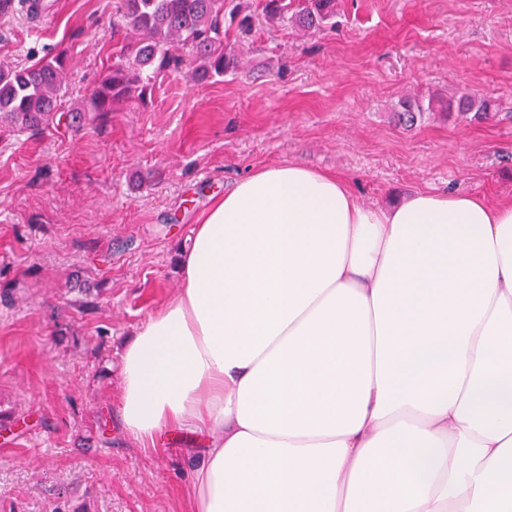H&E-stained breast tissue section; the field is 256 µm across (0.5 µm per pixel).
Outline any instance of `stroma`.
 <instances>
[{
  "mask_svg": "<svg viewBox=\"0 0 512 512\" xmlns=\"http://www.w3.org/2000/svg\"><path fill=\"white\" fill-rule=\"evenodd\" d=\"M118 0L0 12V62L63 54V107L119 61ZM336 25L257 26L236 74L161 75L81 128L0 121V512H187L189 440L149 452L113 405L124 341L180 285L193 224L235 181L299 162L363 205L417 192L512 199V0H336ZM466 92L497 117L399 100ZM432 100L429 102L427 108L424 107L423 102L419 98H405L400 104V109L397 112V117L400 123L405 126H413L417 120L418 116L423 112H431L432 109Z\"/></svg>",
  "mask_w": 512,
  "mask_h": 512,
  "instance_id": "stroma-1",
  "label": "stroma"
}]
</instances>
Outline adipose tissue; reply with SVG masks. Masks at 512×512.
<instances>
[{
	"label": "adipose tissue",
	"mask_w": 512,
	"mask_h": 512,
	"mask_svg": "<svg viewBox=\"0 0 512 512\" xmlns=\"http://www.w3.org/2000/svg\"><path fill=\"white\" fill-rule=\"evenodd\" d=\"M122 351L141 447L189 438V512H511L512 200L367 207L298 163L194 225Z\"/></svg>",
	"instance_id": "1"
}]
</instances>
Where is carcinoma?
<instances>
[{
    "label": "carcinoma",
    "instance_id": "1",
    "mask_svg": "<svg viewBox=\"0 0 512 512\" xmlns=\"http://www.w3.org/2000/svg\"><path fill=\"white\" fill-rule=\"evenodd\" d=\"M261 14L249 12L243 0H118L112 24L127 30L123 47L126 62L112 64L92 95L69 109L71 117L87 112H107L151 92L159 75L188 65L193 78L204 84L217 77L233 75L240 58L226 39L224 22H237L238 37L247 39L255 26L266 21L292 23L308 32L320 31L333 23L336 0H300L290 11L288 0H260ZM65 73L63 58L43 59L17 68L0 64V116L21 129L47 127L60 115L58 91ZM476 110L487 117L491 102L475 101L463 93L448 109ZM432 110L418 98L399 104L400 123L413 126L421 113Z\"/></svg>",
    "mask_w": 512,
    "mask_h": 512
}]
</instances>
